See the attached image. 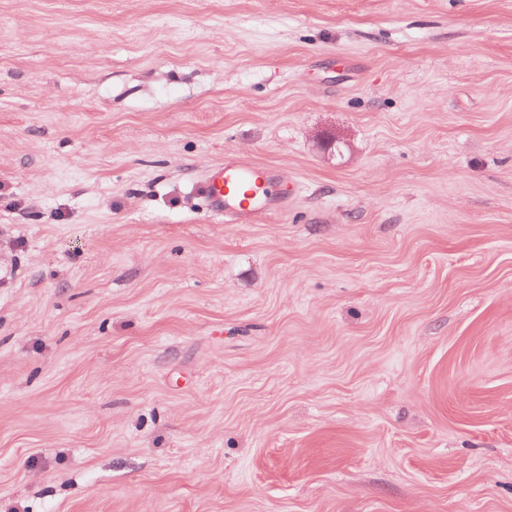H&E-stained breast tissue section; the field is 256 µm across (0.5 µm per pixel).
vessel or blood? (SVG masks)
Returning a JSON list of instances; mask_svg holds the SVG:
<instances>
[{
  "instance_id": "obj_1",
  "label": "vessel or blood",
  "mask_w": 512,
  "mask_h": 512,
  "mask_svg": "<svg viewBox=\"0 0 512 512\" xmlns=\"http://www.w3.org/2000/svg\"><path fill=\"white\" fill-rule=\"evenodd\" d=\"M271 170L228 159L211 168L201 185L209 208L218 214L245 220L273 210H285V198L273 194Z\"/></svg>"
}]
</instances>
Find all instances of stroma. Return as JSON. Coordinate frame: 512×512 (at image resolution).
<instances>
[{"mask_svg": "<svg viewBox=\"0 0 512 512\" xmlns=\"http://www.w3.org/2000/svg\"><path fill=\"white\" fill-rule=\"evenodd\" d=\"M0 512H512V0H0ZM273 179L274 174L267 168L227 159L208 171L201 191L213 212L247 220L263 212L286 209V199L271 190Z\"/></svg>", "mask_w": 512, "mask_h": 512, "instance_id": "stroma-1", "label": "stroma"}]
</instances>
